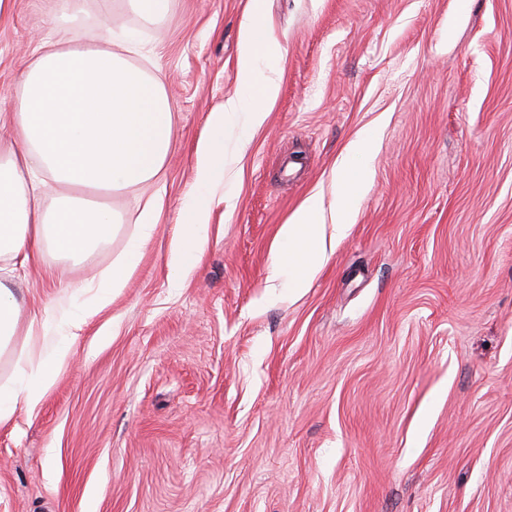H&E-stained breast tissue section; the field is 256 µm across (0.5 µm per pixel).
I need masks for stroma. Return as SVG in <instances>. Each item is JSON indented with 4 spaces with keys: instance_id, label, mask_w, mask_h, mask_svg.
Returning <instances> with one entry per match:
<instances>
[{
    "instance_id": "35a3bbf8",
    "label": "stroma",
    "mask_w": 512,
    "mask_h": 512,
    "mask_svg": "<svg viewBox=\"0 0 512 512\" xmlns=\"http://www.w3.org/2000/svg\"><path fill=\"white\" fill-rule=\"evenodd\" d=\"M81 22L160 75L163 179L113 194V240L16 269L32 317L87 305L146 199L157 235L34 412L0 425V512H512V0H261L282 53L268 117L181 287L168 262L211 113L238 87L252 0H86ZM52 0L0 11V123ZM380 131L348 235L301 296L271 294L276 236Z\"/></svg>"
}]
</instances>
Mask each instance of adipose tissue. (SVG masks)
Returning a JSON list of instances; mask_svg holds the SVG:
<instances>
[{
    "label": "adipose tissue",
    "mask_w": 512,
    "mask_h": 512,
    "mask_svg": "<svg viewBox=\"0 0 512 512\" xmlns=\"http://www.w3.org/2000/svg\"><path fill=\"white\" fill-rule=\"evenodd\" d=\"M85 0H57L53 36L37 42L14 101L13 147L0 149V256L28 263L43 253L82 260L113 238L120 216L112 207H90L73 197L43 206L46 180L106 193L159 181L172 145V112L162 82L132 68L125 57L95 46L77 28ZM260 24L248 20L240 31L235 80L239 95L212 113L216 139L197 147L196 192L183 204V234L171 253L170 285L204 252L208 221L220 200L216 187L238 160L224 138L246 144L249 131L263 126L266 103L279 92L277 72L262 73L261 58L278 53ZM377 140L362 131L344 149L334 172L332 202L322 192L308 195L279 228L266 280L289 294L303 293L328 259V237H345L371 169ZM158 230L152 204H145L134 234L112 263L93 306L75 312L47 308L30 320L29 334L41 335L38 358L18 359L13 376L0 383V424L18 409L34 411L54 384L79 332L124 287L144 246Z\"/></svg>",
    "instance_id": "adipose-tissue-1"
}]
</instances>
